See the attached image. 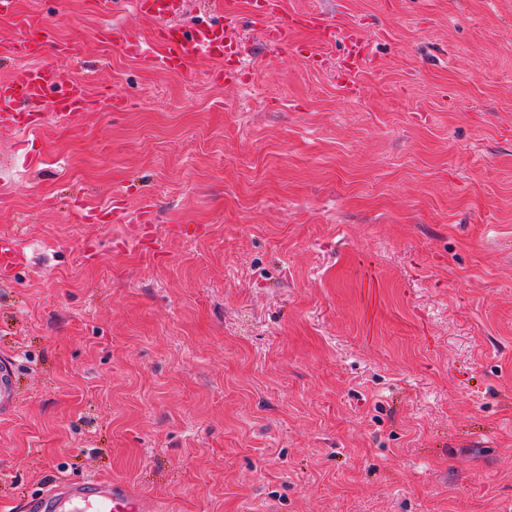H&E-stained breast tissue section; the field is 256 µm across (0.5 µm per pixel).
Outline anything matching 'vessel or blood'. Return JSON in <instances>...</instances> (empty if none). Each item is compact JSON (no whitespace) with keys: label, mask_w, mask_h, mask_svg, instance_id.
<instances>
[{"label":"vessel or blood","mask_w":512,"mask_h":512,"mask_svg":"<svg viewBox=\"0 0 512 512\" xmlns=\"http://www.w3.org/2000/svg\"><path fill=\"white\" fill-rule=\"evenodd\" d=\"M132 4L137 11L162 19L154 37L159 51L149 55L148 61L165 70L189 71L200 58H224L225 44L234 39L238 28L235 0H225L223 18L202 20L189 29L171 20L177 10L175 0H132ZM279 8L280 0H253L249 12L250 18L266 21L265 35L272 43L288 46L302 31H312L326 39L336 34L333 20L319 12L302 14L289 24L270 25V18ZM21 27L23 35L9 45L10 55H33L52 41L47 28L27 21ZM51 89L57 90L56 105L63 113H75L87 103L81 84L65 80L55 67L40 64L21 79L0 81V125L34 135L40 128L39 122L31 118L34 104ZM18 244V236H0L1 270H12L18 264ZM29 512H145V508L142 494L130 486L91 478L46 486L30 500Z\"/></svg>","instance_id":"1"}]
</instances>
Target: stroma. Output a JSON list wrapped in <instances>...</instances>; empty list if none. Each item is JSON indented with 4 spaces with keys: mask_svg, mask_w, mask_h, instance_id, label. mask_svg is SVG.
Masks as SVG:
<instances>
[{
    "mask_svg": "<svg viewBox=\"0 0 512 512\" xmlns=\"http://www.w3.org/2000/svg\"><path fill=\"white\" fill-rule=\"evenodd\" d=\"M19 8L89 103L0 129V512L93 477L149 512H512V0H283L361 28L353 94L340 40L242 22L239 85L127 52L131 6ZM19 237L12 235L8 237L0 236V269L4 271L12 270L19 262L20 252L18 250Z\"/></svg>",
    "mask_w": 512,
    "mask_h": 512,
    "instance_id": "35a3bbf8",
    "label": "stroma"
}]
</instances>
